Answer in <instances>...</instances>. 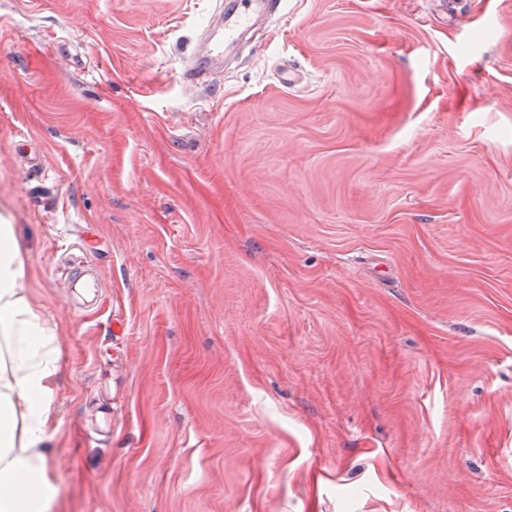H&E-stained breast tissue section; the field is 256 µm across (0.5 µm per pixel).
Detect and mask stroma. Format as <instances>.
I'll return each mask as SVG.
<instances>
[{
	"label": "stroma",
	"instance_id": "1",
	"mask_svg": "<svg viewBox=\"0 0 512 512\" xmlns=\"http://www.w3.org/2000/svg\"><path fill=\"white\" fill-rule=\"evenodd\" d=\"M221 2L0 0L54 512H512V0ZM282 0H235L224 4V39L208 36L203 52L185 66L184 80L193 87L205 88L224 59V43H234L238 33L252 26L261 15L277 11Z\"/></svg>",
	"mask_w": 512,
	"mask_h": 512
}]
</instances>
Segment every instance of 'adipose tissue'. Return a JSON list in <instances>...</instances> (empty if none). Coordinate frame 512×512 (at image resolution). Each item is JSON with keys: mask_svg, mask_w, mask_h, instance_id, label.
<instances>
[{"mask_svg": "<svg viewBox=\"0 0 512 512\" xmlns=\"http://www.w3.org/2000/svg\"><path fill=\"white\" fill-rule=\"evenodd\" d=\"M59 358L57 327L25 286L17 227L0 223V512H50Z\"/></svg>", "mask_w": 512, "mask_h": 512, "instance_id": "ef3b65f1", "label": "adipose tissue"}]
</instances>
